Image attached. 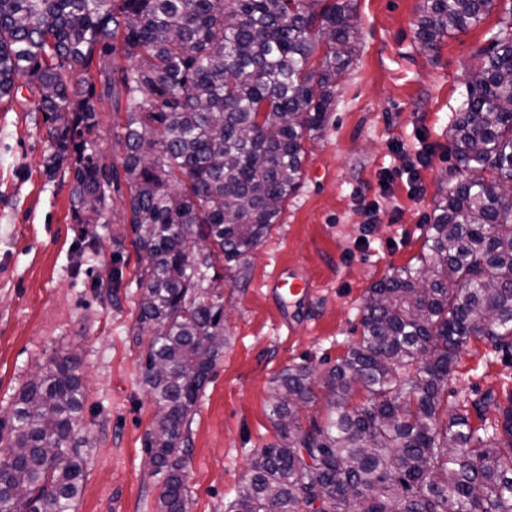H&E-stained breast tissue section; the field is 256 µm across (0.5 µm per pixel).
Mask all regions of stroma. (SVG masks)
<instances>
[{
	"label": "stroma",
	"instance_id": "1",
	"mask_svg": "<svg viewBox=\"0 0 512 512\" xmlns=\"http://www.w3.org/2000/svg\"><path fill=\"white\" fill-rule=\"evenodd\" d=\"M354 53L333 112L307 142L300 187L244 274L218 268L228 344L194 409L187 488L193 512H226L257 449L278 443L270 387L297 364L323 371L361 336L368 288L418 265L423 227L459 180L448 127L467 95L480 51L512 14V0L428 51L416 38L424 0H352ZM38 96L0 103V412L60 352L74 354L87 398L77 437L86 479L75 512H156L159 478L145 451L158 408L144 383L137 327L136 251L114 260L127 232L123 201L95 239L69 211L71 177L43 173ZM378 203L365 225V205ZM121 266L119 288L109 286ZM302 278L310 292L276 299L273 280ZM512 396V356L472 339L448 383L455 407Z\"/></svg>",
	"mask_w": 512,
	"mask_h": 512
}]
</instances>
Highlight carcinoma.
<instances>
[{
    "mask_svg": "<svg viewBox=\"0 0 512 512\" xmlns=\"http://www.w3.org/2000/svg\"><path fill=\"white\" fill-rule=\"evenodd\" d=\"M493 6L425 0L417 38L433 50ZM351 18V0H0V101L41 93L43 172L72 174L73 223H107L125 191L131 244L149 258L134 278L141 329L158 330L145 354L157 512H191L189 424L227 343L209 271H243L300 187L304 142L353 54ZM118 54L132 67H112ZM483 55L448 127L462 178L426 224L422 267L368 289L359 342L321 374V422H300L316 397L309 366L272 380L280 440L252 456L229 512H512V398L475 401L500 415L476 427L447 397L471 338L512 351V201L497 191L512 183V25ZM116 91L119 168L99 143ZM85 401L68 354L20 388L0 418V512H74Z\"/></svg>",
    "mask_w": 512,
    "mask_h": 512,
    "instance_id": "1",
    "label": "carcinoma"
}]
</instances>
